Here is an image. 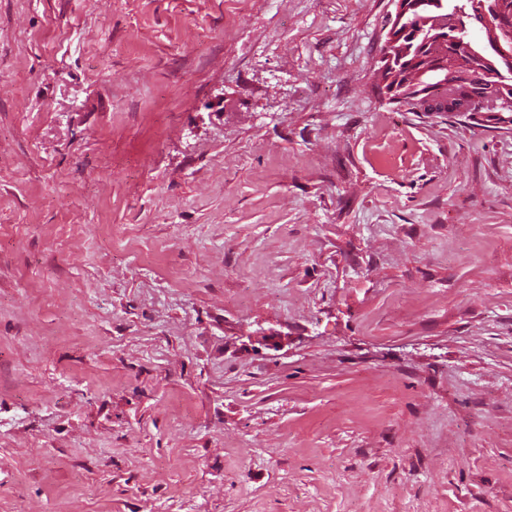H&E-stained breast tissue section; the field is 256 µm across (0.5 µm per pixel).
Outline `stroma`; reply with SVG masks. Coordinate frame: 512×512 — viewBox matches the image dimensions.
<instances>
[{
  "mask_svg": "<svg viewBox=\"0 0 512 512\" xmlns=\"http://www.w3.org/2000/svg\"><path fill=\"white\" fill-rule=\"evenodd\" d=\"M394 11L0 0V512H512V124Z\"/></svg>",
  "mask_w": 512,
  "mask_h": 512,
  "instance_id": "1",
  "label": "stroma"
}]
</instances>
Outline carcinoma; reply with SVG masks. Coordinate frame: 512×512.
<instances>
[{
  "label": "carcinoma",
  "mask_w": 512,
  "mask_h": 512,
  "mask_svg": "<svg viewBox=\"0 0 512 512\" xmlns=\"http://www.w3.org/2000/svg\"><path fill=\"white\" fill-rule=\"evenodd\" d=\"M450 16L460 25H448ZM480 29L474 18V0H414L393 46L394 61L381 71L375 70V80L386 89L390 102L412 110L413 101L434 93L439 84L431 70L440 53L438 40L446 35L448 60L454 59L458 40L471 44L474 50L473 56L464 57L465 63L458 65L462 74L459 95L468 99L471 111L490 113L492 108L482 105L488 90L509 86L508 96L512 98V63H504V72L481 69L479 57L493 54V49L474 40L473 32Z\"/></svg>",
  "instance_id": "cac0c4a2"
}]
</instances>
